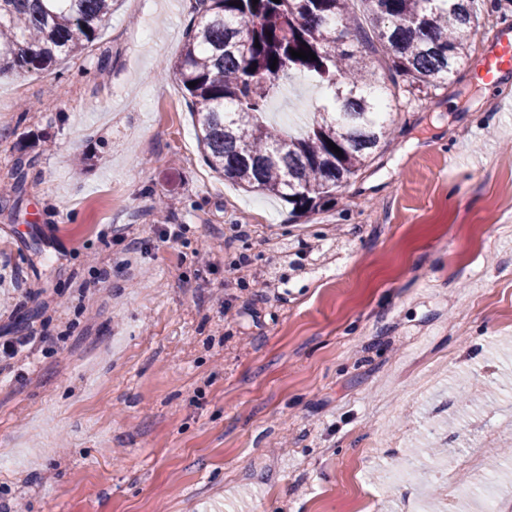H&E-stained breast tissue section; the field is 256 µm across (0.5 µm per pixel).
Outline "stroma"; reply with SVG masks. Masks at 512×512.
Here are the masks:
<instances>
[{
    "instance_id": "35a3bbf8",
    "label": "stroma",
    "mask_w": 512,
    "mask_h": 512,
    "mask_svg": "<svg viewBox=\"0 0 512 512\" xmlns=\"http://www.w3.org/2000/svg\"><path fill=\"white\" fill-rule=\"evenodd\" d=\"M192 16L112 0L84 52L0 83V336L28 339L0 362V512L512 508V75L402 96L369 167L295 218L204 164L165 70ZM317 105L295 78L271 118ZM283 247L299 269L257 296Z\"/></svg>"
}]
</instances>
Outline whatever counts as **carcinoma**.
Here are the masks:
<instances>
[{"label":"carcinoma","mask_w":512,"mask_h":512,"mask_svg":"<svg viewBox=\"0 0 512 512\" xmlns=\"http://www.w3.org/2000/svg\"><path fill=\"white\" fill-rule=\"evenodd\" d=\"M484 6L485 0H198L170 69L189 95L205 164L246 190L285 201L296 218L318 212L390 136L379 98L446 84L473 52ZM359 7L369 33L355 23ZM111 12L112 0H0V72L44 70L85 50ZM351 33L362 53L382 47L388 82L355 53L338 49ZM292 49L317 59L294 58ZM295 73L311 77L326 100L302 132L287 135L271 126L266 108Z\"/></svg>","instance_id":"1"}]
</instances>
